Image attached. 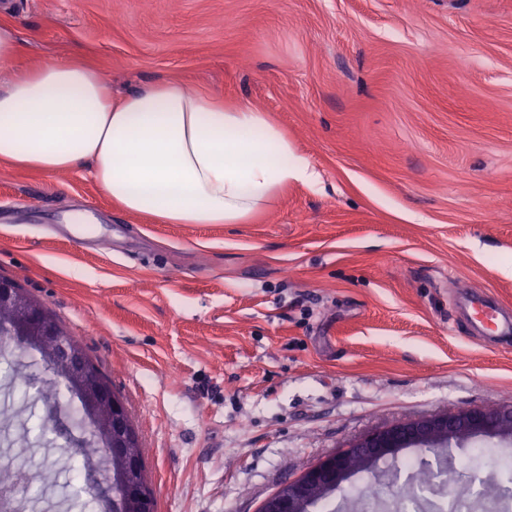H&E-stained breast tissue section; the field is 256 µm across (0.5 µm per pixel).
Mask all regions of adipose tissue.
<instances>
[{"label": "adipose tissue", "mask_w": 512, "mask_h": 512, "mask_svg": "<svg viewBox=\"0 0 512 512\" xmlns=\"http://www.w3.org/2000/svg\"><path fill=\"white\" fill-rule=\"evenodd\" d=\"M0 164L87 166L121 210L158 224H246L288 182L318 180L265 112L176 82L115 99L79 61L0 87Z\"/></svg>", "instance_id": "ef3b65f1"}]
</instances>
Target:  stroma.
I'll use <instances>...</instances> for the list:
<instances>
[{
	"label": "stroma",
	"mask_w": 512,
	"mask_h": 512,
	"mask_svg": "<svg viewBox=\"0 0 512 512\" xmlns=\"http://www.w3.org/2000/svg\"><path fill=\"white\" fill-rule=\"evenodd\" d=\"M20 71L74 59L113 96L172 81L267 112L318 172L247 224H155L90 173L0 166V278L103 365L146 449L155 512H257L381 424L512 402V336L486 343L458 292L512 314V0H0ZM495 205L486 222L483 201ZM33 346L0 354V466L40 469L23 512H114L90 428ZM443 486L512 465L454 449ZM361 474L344 504L392 499Z\"/></svg>",
	"instance_id": "obj_1"
}]
</instances>
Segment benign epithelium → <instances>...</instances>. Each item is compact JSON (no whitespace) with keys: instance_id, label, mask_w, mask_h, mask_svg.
Masks as SVG:
<instances>
[{"instance_id":"benign-epithelium-1","label":"benign epithelium","mask_w":512,"mask_h":512,"mask_svg":"<svg viewBox=\"0 0 512 512\" xmlns=\"http://www.w3.org/2000/svg\"><path fill=\"white\" fill-rule=\"evenodd\" d=\"M0 310H8V325L16 335L36 339L45 358L67 384L76 387L96 411L93 435H102L113 460V484L118 502L114 512H153L154 500L139 437L123 398L77 341L66 335L43 306L12 281L0 279ZM477 439L512 441V404L467 406L398 419L368 430L338 450L279 485L259 506V512H306L327 498L354 474L383 459H396L404 448L436 450L447 455L454 445Z\"/></svg>"}]
</instances>
